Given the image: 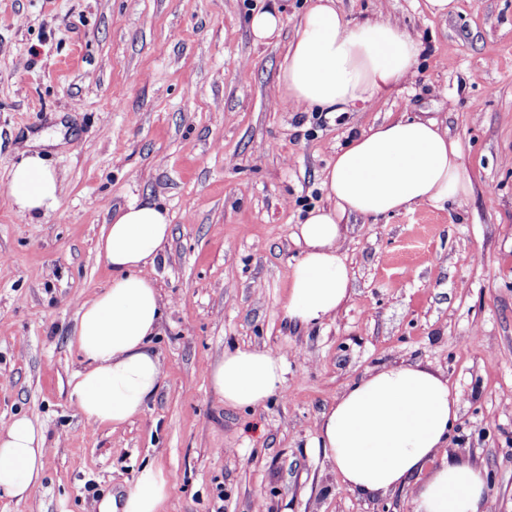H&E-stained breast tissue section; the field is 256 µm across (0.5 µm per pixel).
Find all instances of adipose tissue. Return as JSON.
<instances>
[{
  "mask_svg": "<svg viewBox=\"0 0 512 512\" xmlns=\"http://www.w3.org/2000/svg\"><path fill=\"white\" fill-rule=\"evenodd\" d=\"M415 40L373 17L348 20L334 0H311L279 74L281 100L296 112H343L372 103L406 78ZM462 144L434 118L372 126L336 155L325 187L335 208L312 209L292 237L300 256L287 270L288 322L304 327L335 317L349 297L340 217L368 218L427 206L462 207L472 182ZM8 195L19 214L58 208L63 187L39 151L24 152L10 172ZM171 236L167 210L131 203L116 212L99 243L112 271L107 288L85 301L71 345L82 367L69 383L70 405L95 426L114 429L140 417L156 395L162 364L150 341L163 304L146 270ZM284 356L265 348L225 351L209 372L213 391L233 408L263 405L285 382ZM460 395L437 370L419 363L384 366L347 385L321 416L316 447L344 486L365 495L413 487V512H490L487 472L448 452ZM46 453L42 423L16 416L0 423V499H27L40 485ZM170 479L144 466L120 512H161Z\"/></svg>",
  "mask_w": 512,
  "mask_h": 512,
  "instance_id": "adipose-tissue-1",
  "label": "adipose tissue"
}]
</instances>
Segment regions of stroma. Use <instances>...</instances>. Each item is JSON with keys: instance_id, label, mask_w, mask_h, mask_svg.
<instances>
[{"instance_id": "obj_1", "label": "stroma", "mask_w": 512, "mask_h": 512, "mask_svg": "<svg viewBox=\"0 0 512 512\" xmlns=\"http://www.w3.org/2000/svg\"><path fill=\"white\" fill-rule=\"evenodd\" d=\"M309 0H0V421L38 418L44 478L0 512H99L143 466L170 477L163 512H413L412 491L366 498L312 446L332 400L367 371L422 363L460 394L448 450L481 463L492 512H512V0H336L420 45L411 74L366 108L293 112L278 75ZM284 8L254 44L250 20ZM437 118L464 144V208L344 218L350 299L322 327H288L291 238L328 205L337 151L374 124ZM63 194L16 213L25 149ZM156 203L172 234L149 275L164 316L163 380L145 413L92 428L70 406L81 304L111 272L98 243L118 209ZM267 348L283 388L252 409L209 382L225 349Z\"/></svg>"}]
</instances>
